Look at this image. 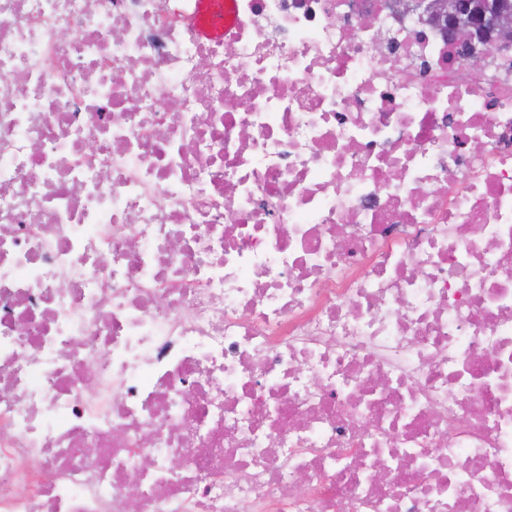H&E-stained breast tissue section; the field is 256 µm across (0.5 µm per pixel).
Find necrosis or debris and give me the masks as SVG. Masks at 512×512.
<instances>
[{"label": "necrosis or debris", "mask_w": 512, "mask_h": 512, "mask_svg": "<svg viewBox=\"0 0 512 512\" xmlns=\"http://www.w3.org/2000/svg\"><path fill=\"white\" fill-rule=\"evenodd\" d=\"M224 9L0 0V512H512V47ZM200 35L206 38L224 35V1L202 0Z\"/></svg>", "instance_id": "4bbe7bcc"}]
</instances>
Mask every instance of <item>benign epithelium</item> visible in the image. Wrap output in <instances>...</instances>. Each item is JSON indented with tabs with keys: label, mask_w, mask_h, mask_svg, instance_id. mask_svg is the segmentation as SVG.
<instances>
[{
	"label": "benign epithelium",
	"mask_w": 512,
	"mask_h": 512,
	"mask_svg": "<svg viewBox=\"0 0 512 512\" xmlns=\"http://www.w3.org/2000/svg\"><path fill=\"white\" fill-rule=\"evenodd\" d=\"M462 0H398L406 14H416L426 23L444 25L448 39L464 50L463 63L471 69L486 65L484 46L512 42V6L501 0H472L461 8Z\"/></svg>",
	"instance_id": "7a95c632"
}]
</instances>
